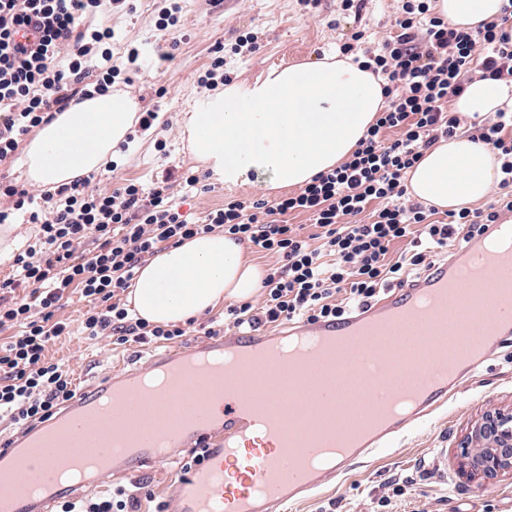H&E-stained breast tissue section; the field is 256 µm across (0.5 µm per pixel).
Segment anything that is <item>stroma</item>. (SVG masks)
Returning a JSON list of instances; mask_svg holds the SVG:
<instances>
[{
  "label": "stroma",
  "instance_id": "stroma-1",
  "mask_svg": "<svg viewBox=\"0 0 512 512\" xmlns=\"http://www.w3.org/2000/svg\"><path fill=\"white\" fill-rule=\"evenodd\" d=\"M178 2L181 26L173 35L156 26L160 0L118 4L101 17L115 33L110 44L114 57H125L132 48L142 51L126 79L116 81L115 91L132 99L138 111L160 112L163 123L153 134L135 139L132 149L118 159L115 172L101 169L97 175L100 188L108 190L117 177L149 183L170 169L192 172L207 186L187 201L199 218L235 199L277 196L264 173L250 174L239 186L224 187L210 177L189 147L182 117L204 95L198 78L210 66L217 48L231 46L242 35L257 36L256 52L227 59V76L231 83L240 84L261 78L274 65L312 62L338 52L357 32L373 43L397 33L394 0H367L359 12L345 9L343 0H321L314 17L306 13L300 0ZM160 53L172 54V61L157 64ZM88 308L81 294H72L58 313L71 322V332L48 348L49 357L76 367L80 387L91 386L139 352L135 344L87 339L79 323ZM508 404H512V343L499 349L487 370L465 384L447 408L398 449L378 453L313 497L290 502L280 512H512V479L489 484L465 480L459 474L457 457L461 439L481 414ZM181 472L178 463L146 468L136 482L138 512H154L155 502L168 500V486ZM394 482L402 487V495H392Z\"/></svg>",
  "mask_w": 512,
  "mask_h": 512
}]
</instances>
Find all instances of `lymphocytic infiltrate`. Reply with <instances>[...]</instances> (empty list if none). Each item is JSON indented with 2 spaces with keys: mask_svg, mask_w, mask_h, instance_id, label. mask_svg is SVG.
<instances>
[{
  "mask_svg": "<svg viewBox=\"0 0 512 512\" xmlns=\"http://www.w3.org/2000/svg\"><path fill=\"white\" fill-rule=\"evenodd\" d=\"M112 5L0 0V162L17 150L21 136L72 102L109 92L136 63L138 49L114 60L104 48L111 28L88 23ZM396 14L397 35L370 48L357 34L341 47L385 80L375 123L343 163L293 194L234 200L197 224L176 206L166 178L148 187L126 179L93 191L85 176L44 192L38 204L26 190L0 183V194L12 200L11 209H0V224L22 214L39 227L35 242L16 255L12 274L0 280V329L15 331L0 342V420L28 429L73 398L74 369L47 354L51 341L70 332L57 312L72 290L90 303L81 322L88 338L144 346L185 336L180 325L133 315L122 296L150 257L196 235L219 230L275 257L261 282V305L227 308L234 327L255 328L340 318L377 300L406 269H429L450 244L484 233L512 212V111L505 108L475 124L472 135L500 160L499 193L486 208L462 207L438 221L434 208L408 197L406 185L425 151L457 134L460 120L448 108L453 98L477 78L512 83V34L505 30L512 0L475 31L451 26L428 0H401ZM32 29L38 34L33 46L26 41ZM391 130L396 139H388ZM291 213L309 216L314 240L288 224ZM401 240L407 248L389 260L391 245Z\"/></svg>",
  "mask_w": 512,
  "mask_h": 512,
  "instance_id": "1",
  "label": "lymphocytic infiltrate"
}]
</instances>
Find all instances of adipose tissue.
I'll list each match as a JSON object with an SVG mask.
<instances>
[{"mask_svg": "<svg viewBox=\"0 0 512 512\" xmlns=\"http://www.w3.org/2000/svg\"><path fill=\"white\" fill-rule=\"evenodd\" d=\"M503 0H436L435 10L455 27L474 30L501 14ZM512 99L502 81L476 80L450 109L485 119ZM384 102V82L351 58L269 68L264 78L232 84L195 101L185 118L195 156L225 186L267 171L272 189L307 183L349 157ZM135 118L122 94L81 99L44 125L25 153L28 178L59 186L86 176L116 155ZM500 162L470 137L441 139L408 171L410 195L440 210L483 201ZM265 271L241 243L201 234L165 249L143 266L128 301L154 325L179 323L227 300L251 298Z\"/></svg>", "mask_w": 512, "mask_h": 512, "instance_id": "1", "label": "adipose tissue"}]
</instances>
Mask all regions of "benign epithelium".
<instances>
[{
	"instance_id": "7a95c632",
	"label": "benign epithelium",
	"mask_w": 512,
	"mask_h": 512,
	"mask_svg": "<svg viewBox=\"0 0 512 512\" xmlns=\"http://www.w3.org/2000/svg\"><path fill=\"white\" fill-rule=\"evenodd\" d=\"M463 476L495 482L512 478V406L486 411L459 444Z\"/></svg>"
}]
</instances>
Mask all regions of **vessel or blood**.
I'll use <instances>...</instances> for the list:
<instances>
[{"label":"vessel or blood","instance_id":"obj_1","mask_svg":"<svg viewBox=\"0 0 512 512\" xmlns=\"http://www.w3.org/2000/svg\"><path fill=\"white\" fill-rule=\"evenodd\" d=\"M501 230L490 225L344 319L230 330L79 389L56 418L0 439V512H51L61 495L136 479L191 448L205 456L172 482L176 512H273L310 496L429 422L512 335V286L452 292L481 255L485 272L512 275V253H485ZM107 403L117 425L172 431L173 447L160 452L145 438L113 449L111 433L92 426ZM79 447L103 451L88 479L28 492L32 471L79 465Z\"/></svg>","mask_w":512,"mask_h":512}]
</instances>
